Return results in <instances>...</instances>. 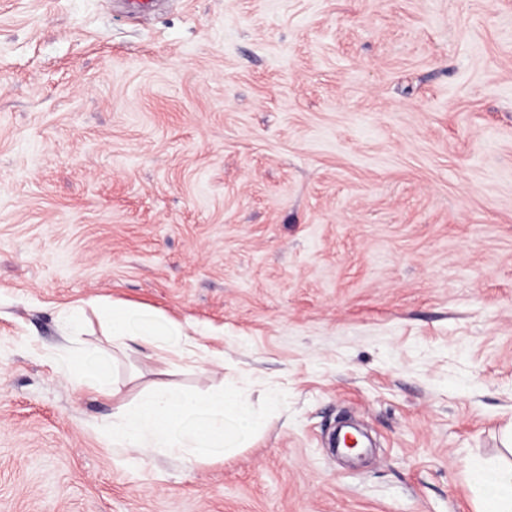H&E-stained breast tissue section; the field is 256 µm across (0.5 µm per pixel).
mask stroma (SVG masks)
Masks as SVG:
<instances>
[{
	"label": "stroma",
	"instance_id": "35a3bbf8",
	"mask_svg": "<svg viewBox=\"0 0 512 512\" xmlns=\"http://www.w3.org/2000/svg\"><path fill=\"white\" fill-rule=\"evenodd\" d=\"M194 356L62 373L57 309ZM251 447L112 441L166 387ZM512 433V0H0V512H475ZM143 314L137 307L122 302H112L106 316L102 320L103 336L108 345L115 349L131 348L132 345L142 346L153 351L161 359L172 351L170 346H160L156 336H178L177 346L186 350L193 346V338L182 327L172 321H165L160 329L146 327L141 324ZM190 417H202L199 429H186ZM262 421L239 393L221 386L204 396L168 388L149 392L112 413V441L124 448L178 457L189 463L209 457L213 449L231 454L246 448ZM231 447V448H228Z\"/></svg>",
	"mask_w": 512,
	"mask_h": 512
}]
</instances>
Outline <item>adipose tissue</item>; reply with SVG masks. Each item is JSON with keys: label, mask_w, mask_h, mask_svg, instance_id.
<instances>
[{"label": "adipose tissue", "mask_w": 512, "mask_h": 512, "mask_svg": "<svg viewBox=\"0 0 512 512\" xmlns=\"http://www.w3.org/2000/svg\"><path fill=\"white\" fill-rule=\"evenodd\" d=\"M142 318L139 308L113 303L101 324L107 344L116 349L138 345L163 356L169 352L157 342L163 335L176 337L180 349L192 347V337L179 324L167 321L155 329L143 326ZM261 426L237 392L220 387L203 396H188L160 388L116 408L112 441L193 463L209 457L214 449L248 447ZM471 480L481 491L479 512H512L511 463L476 470Z\"/></svg>", "instance_id": "adipose-tissue-1"}]
</instances>
